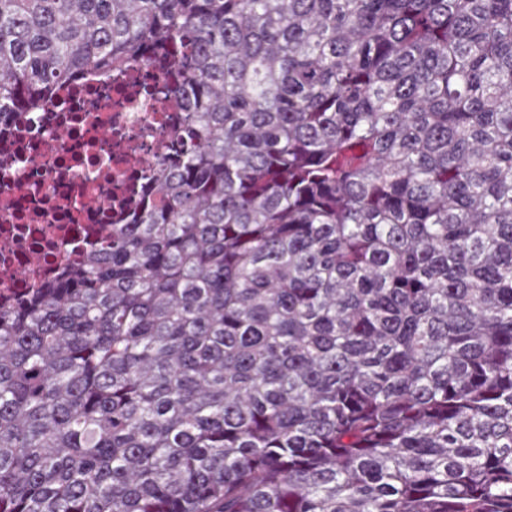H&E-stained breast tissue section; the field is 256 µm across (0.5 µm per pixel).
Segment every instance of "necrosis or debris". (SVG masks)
Wrapping results in <instances>:
<instances>
[{
    "label": "necrosis or debris",
    "instance_id": "1",
    "mask_svg": "<svg viewBox=\"0 0 512 512\" xmlns=\"http://www.w3.org/2000/svg\"><path fill=\"white\" fill-rule=\"evenodd\" d=\"M149 67L88 71L42 111L0 123V303L10 304L73 264L118 222L125 188L168 156L183 114L150 91Z\"/></svg>",
    "mask_w": 512,
    "mask_h": 512
}]
</instances>
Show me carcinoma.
Returning a JSON list of instances; mask_svg holds the SVG:
<instances>
[{"label": "carcinoma", "mask_w": 512, "mask_h": 512, "mask_svg": "<svg viewBox=\"0 0 512 512\" xmlns=\"http://www.w3.org/2000/svg\"><path fill=\"white\" fill-rule=\"evenodd\" d=\"M130 65L187 115L0 305V512H512V0H0V122Z\"/></svg>", "instance_id": "cac0c4a2"}]
</instances>
